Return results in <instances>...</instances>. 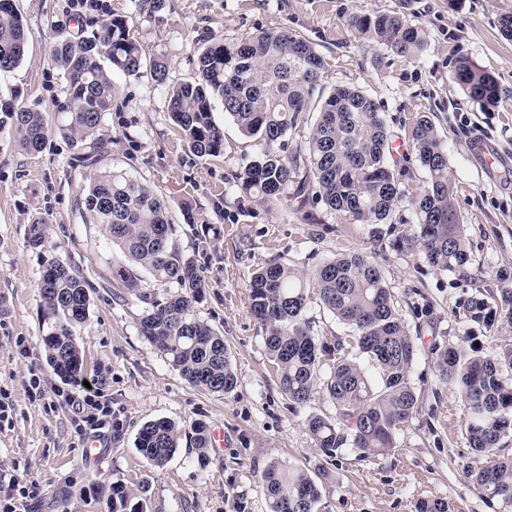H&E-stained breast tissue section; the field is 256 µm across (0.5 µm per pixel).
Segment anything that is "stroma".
<instances>
[{
	"label": "stroma",
	"mask_w": 512,
	"mask_h": 512,
	"mask_svg": "<svg viewBox=\"0 0 512 512\" xmlns=\"http://www.w3.org/2000/svg\"><path fill=\"white\" fill-rule=\"evenodd\" d=\"M28 35L27 55L0 73V90L15 91L27 107L46 111L63 97V72L50 59L53 38L88 36L108 15L125 17L147 57L168 63L166 85L149 73L115 75L117 95L106 116L111 136L98 171L112 168L167 197L180 247L195 254L208 283L193 310L224 336L238 377L228 395L191 385L139 332L145 303L130 295L116 271L123 256L100 225L86 223L81 188L88 169L74 166V151L59 136L39 154L20 151L0 136V396L13 407V423L0 430V475L22 481L29 497L0 493V512H112L110 487L136 489L143 512H268L260 488L274 462L306 469L321 487L320 512H415L417 501H450L455 512H512L480 491L470 473L479 464L466 436L468 416L454 387L441 383L428 347L463 346L495 356L512 349V322L493 326L463 314L460 301L500 288L498 272L512 275V39L500 20L512 0H13ZM373 11L403 14L426 34L412 59L359 38L349 19ZM267 29L303 35L324 57V90L362 91L384 113L393 143L406 142L416 117L428 116L448 148V176L465 228L471 263L466 272L440 271L414 252L398 251L384 224H359L324 204L286 198L266 207L229 192L260 150L222 105L214 122L224 129V154L188 162L171 132L168 87L197 78L199 52L213 42H234ZM468 57L498 81L503 101L484 111L451 77V60ZM224 196L216 214L215 194ZM195 218L187 225L181 204ZM46 223L45 242L26 243L35 218ZM208 228L210 243L196 252L193 228ZM349 253L370 256L394 295L408 329L426 346L410 381L418 408L394 448L365 458L347 452L329 458L315 447L309 415L334 416L322 393L300 407L281 393L261 333L249 311L253 273L276 259L305 277ZM65 262L88 284L89 319L77 342L86 379L110 409L118 431L102 436L97 466L82 458L84 436L75 431L71 406L56 390L80 397L81 387L61 380L40 346L49 330L40 282L46 264ZM427 308L418 319L415 308ZM25 341L28 357L14 351ZM45 380L36 397L30 371ZM168 419L186 437L173 458L150 468L136 447L148 422ZM223 425L226 447L200 467L187 434L194 425Z\"/></svg>",
	"instance_id": "1"
}]
</instances>
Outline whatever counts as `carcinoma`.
Segmentation results:
<instances>
[{
	"mask_svg": "<svg viewBox=\"0 0 512 512\" xmlns=\"http://www.w3.org/2000/svg\"><path fill=\"white\" fill-rule=\"evenodd\" d=\"M350 25L365 39L402 58L418 54L425 33L405 16L392 12L354 16ZM27 52V38L12 0H0V72L18 67ZM51 61L66 77L65 96L52 111L40 112L0 92V134L12 138L26 154L43 151L56 133L76 150L74 161L84 168L99 162L106 136L105 119L116 88V74L138 75L148 69L159 85L167 82L168 67L159 58H146L128 20L113 16L88 37L52 42ZM324 58L312 43L288 30L261 31L232 43L215 42L197 57L198 79L168 89L172 132L191 160L224 154V131L212 119L213 101L243 135L260 142L261 151L235 176L231 188L243 198L270 205L282 200L291 185L330 210L356 222L379 224L390 219L403 200L413 214L417 233L393 224L394 245L418 253L440 271L466 268L471 261L464 224L453 202L448 178V151L427 116L417 118L408 138L421 167L425 186L411 197L401 188L409 168L389 161L391 135L379 106L357 89L337 87L324 99L302 149L286 150V137L304 122L314 96L320 93ZM453 78L470 100L489 111L498 107L501 92L496 78L466 57L454 63ZM84 214L89 224L103 226L107 240L135 267L176 292L164 300L139 292L137 278L122 266L117 275L129 293L149 304L140 332L169 364L192 385L217 394H230L237 375L224 337L192 314L207 287L196 259L181 251L169 220V200L150 186L120 171L89 177L84 188ZM45 241V221L34 220L27 244ZM250 314L258 324L276 370L279 388L296 405L308 404L321 387L336 408L335 417L311 415L308 432L327 457L353 452L379 455L395 447L399 431L416 410L418 395L410 371L423 343L412 336L394 305L390 288L366 255L347 254L324 263L306 283L287 265L271 262L258 269L248 284ZM44 317L50 332L41 337L45 358L63 380L78 382L85 374L84 358L75 336L89 315L85 282L57 260L41 278ZM316 302L351 328L348 344L319 341L306 319ZM470 318L494 324L496 310L512 320V289L479 293L460 302ZM364 356L376 370L377 381L350 358L347 349ZM439 380L456 387L469 417L467 439L480 458L496 456L503 435L512 430V349L497 356L464 357L452 346L434 345ZM328 366L325 377L320 370ZM198 462L208 461L207 427L195 426ZM182 438L170 420L146 424L136 448L151 467L168 463ZM478 489L512 503V458L481 466L471 473ZM269 512H318L319 484L304 469L273 463L261 476ZM130 490L112 483V512H142L128 507ZM416 512H453L442 498L421 500Z\"/></svg>",
	"mask_w": 512,
	"mask_h": 512,
	"instance_id": "carcinoma-1",
	"label": "carcinoma"
}]
</instances>
